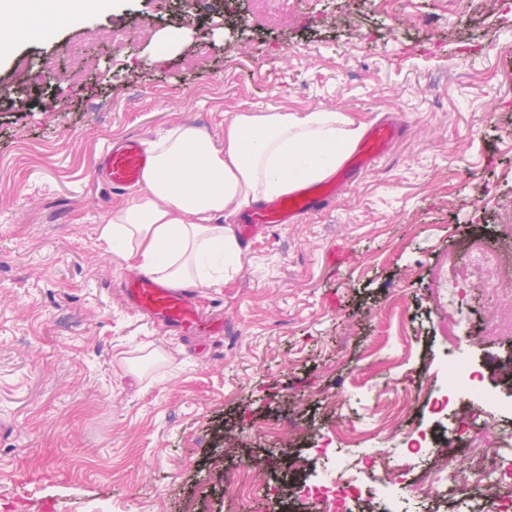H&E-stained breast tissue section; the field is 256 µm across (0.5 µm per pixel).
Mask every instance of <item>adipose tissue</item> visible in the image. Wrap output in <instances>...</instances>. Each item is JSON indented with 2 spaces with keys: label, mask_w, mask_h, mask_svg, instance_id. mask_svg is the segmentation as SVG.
<instances>
[{
  "label": "adipose tissue",
  "mask_w": 512,
  "mask_h": 512,
  "mask_svg": "<svg viewBox=\"0 0 512 512\" xmlns=\"http://www.w3.org/2000/svg\"><path fill=\"white\" fill-rule=\"evenodd\" d=\"M119 0H0V63L23 42L85 26ZM363 133L344 113L239 112L222 138L171 127L150 143L140 191L97 228L116 261L174 287L218 286L241 268L228 216L298 186L327 180Z\"/></svg>",
  "instance_id": "ef3b65f1"
}]
</instances>
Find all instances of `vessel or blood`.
Returning <instances> with one entry per match:
<instances>
[{
    "mask_svg": "<svg viewBox=\"0 0 512 512\" xmlns=\"http://www.w3.org/2000/svg\"><path fill=\"white\" fill-rule=\"evenodd\" d=\"M405 133L404 126L387 117L369 124L348 165L323 184L299 188L286 195L256 204L244 217L240 231L251 238L256 229L278 224H295L338 200L364 172L382 158ZM148 156L139 137L132 136L107 146L102 156V173L113 190L124 191L139 184ZM196 288H172L148 275L126 278L121 286L124 303L131 309L157 319L165 327L184 335L196 334L201 316Z\"/></svg>",
    "mask_w": 512,
    "mask_h": 512,
    "instance_id": "obj_1",
    "label": "vessel or blood"
}]
</instances>
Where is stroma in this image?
<instances>
[{
    "label": "stroma",
    "mask_w": 512,
    "mask_h": 512,
    "mask_svg": "<svg viewBox=\"0 0 512 512\" xmlns=\"http://www.w3.org/2000/svg\"><path fill=\"white\" fill-rule=\"evenodd\" d=\"M243 0H126L89 27L19 46L0 66V512H240L222 474L256 472L253 512H298L322 470L315 447L352 440L413 381L446 388L432 295L442 257L502 250L494 212L512 202V13L462 0H312L282 27L231 41ZM131 39L115 51L110 31ZM185 31L169 56L153 36ZM85 54L77 82L38 86L21 63ZM336 110L405 136L336 203L244 245L242 268L199 291L214 330L184 339L127 307L129 272L98 241L126 201L100 158L177 124L218 133L225 114ZM480 214H473L472 205ZM501 304L468 289L480 386L512 396V341L486 329ZM150 346L141 373L124 358ZM402 431L463 459L442 416L415 400Z\"/></svg>",
    "instance_id": "1"
}]
</instances>
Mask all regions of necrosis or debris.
<instances>
[{
  "label": "necrosis or debris",
  "instance_id": "obj_1",
  "mask_svg": "<svg viewBox=\"0 0 512 512\" xmlns=\"http://www.w3.org/2000/svg\"><path fill=\"white\" fill-rule=\"evenodd\" d=\"M443 282L449 290L433 298L444 321V340L452 357L448 366L447 398H433L438 414H452L455 434L470 458L460 466L443 458L427 470H419L417 456L423 448L421 439L401 435L389 417H380L374 435L393 441V452L372 448L354 459L337 461L330 474L302 483L299 494L307 512H349L348 504L362 492L363 475L376 477L375 495L390 497L406 490L416 499L453 504L463 498L478 502L475 512H512V427L499 426L497 412L506 411L503 402L481 392L476 376L464 357L463 347L470 340L467 317L459 286L464 282H487L498 274L501 282L512 288V268L500 270L497 255L476 243L467 262L448 253L440 264ZM494 427V435H485V427Z\"/></svg>",
  "mask_w": 512,
  "mask_h": 512
}]
</instances>
